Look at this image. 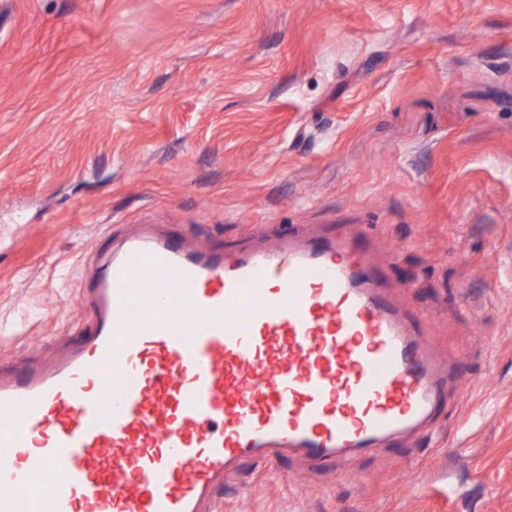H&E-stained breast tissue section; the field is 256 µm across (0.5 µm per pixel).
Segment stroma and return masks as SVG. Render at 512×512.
<instances>
[{
    "instance_id": "stroma-1",
    "label": "stroma",
    "mask_w": 512,
    "mask_h": 512,
    "mask_svg": "<svg viewBox=\"0 0 512 512\" xmlns=\"http://www.w3.org/2000/svg\"><path fill=\"white\" fill-rule=\"evenodd\" d=\"M153 224L366 240L441 375L421 433L225 471L212 512H512V0H0V376Z\"/></svg>"
}]
</instances>
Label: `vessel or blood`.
<instances>
[{
    "label": "vessel or blood",
    "instance_id": "vessel-or-blood-1",
    "mask_svg": "<svg viewBox=\"0 0 512 512\" xmlns=\"http://www.w3.org/2000/svg\"><path fill=\"white\" fill-rule=\"evenodd\" d=\"M379 288L343 236L221 256L126 241L77 351L0 378V512H204L233 464L413 432L434 353Z\"/></svg>",
    "mask_w": 512,
    "mask_h": 512
}]
</instances>
